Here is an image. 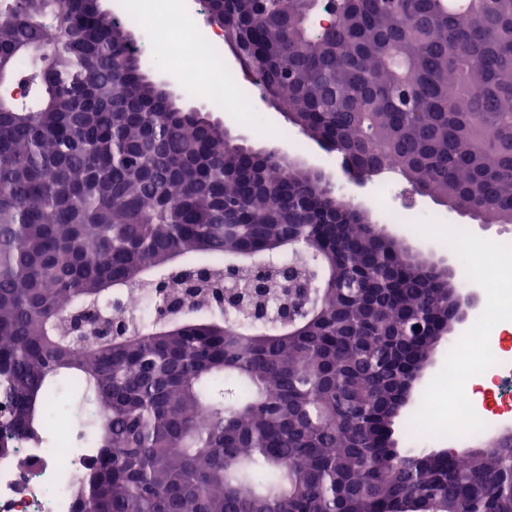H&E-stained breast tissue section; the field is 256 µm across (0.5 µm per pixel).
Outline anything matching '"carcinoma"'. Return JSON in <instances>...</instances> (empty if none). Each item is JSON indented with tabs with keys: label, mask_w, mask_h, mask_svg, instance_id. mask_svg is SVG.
<instances>
[{
	"label": "carcinoma",
	"mask_w": 512,
	"mask_h": 512,
	"mask_svg": "<svg viewBox=\"0 0 512 512\" xmlns=\"http://www.w3.org/2000/svg\"><path fill=\"white\" fill-rule=\"evenodd\" d=\"M256 86L349 170L512 224V0H212ZM98 0H0V435L42 442L62 371L92 468L73 512H512V442L402 448L462 277L373 231L321 174L234 142L127 56ZM273 267L286 322L195 301L77 349L59 312ZM206 413L204 421L198 412Z\"/></svg>",
	"instance_id": "cac0c4a2"
}]
</instances>
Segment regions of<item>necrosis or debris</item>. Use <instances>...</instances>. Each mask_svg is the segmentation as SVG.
<instances>
[{
    "instance_id": "obj_1",
    "label": "necrosis or debris",
    "mask_w": 512,
    "mask_h": 512,
    "mask_svg": "<svg viewBox=\"0 0 512 512\" xmlns=\"http://www.w3.org/2000/svg\"><path fill=\"white\" fill-rule=\"evenodd\" d=\"M171 55L177 68L189 75L186 88L217 103L230 104L246 124H254L258 116L253 82L241 80L227 72L224 86L215 90L202 82L200 71L224 62V42L211 30L198 27L192 21L177 16L164 25ZM449 252L463 253L465 284L480 288L484 306L464 331L463 338L448 345V359L457 363L460 371L456 388L468 389L473 381H487L482 389L483 400L512 406V345L506 340V330L512 327V269L491 278L486 262L464 254L465 239L449 238ZM40 444H21V456L36 459L38 465L21 470L12 457H0V512H71L68 477L90 466L84 449L78 448L79 433L67 420L53 418L43 430Z\"/></svg>"
}]
</instances>
